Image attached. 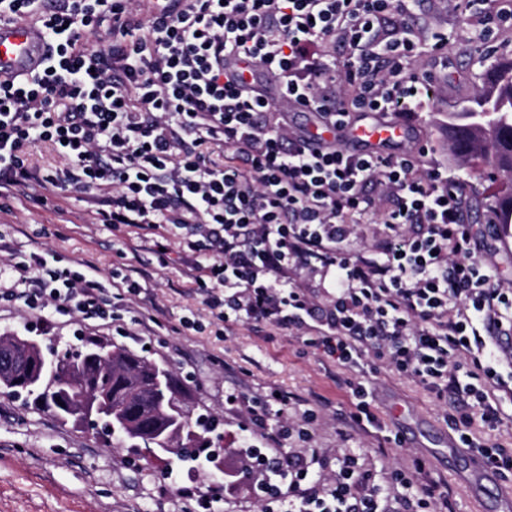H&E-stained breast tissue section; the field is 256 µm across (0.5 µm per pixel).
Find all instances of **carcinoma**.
I'll use <instances>...</instances> for the list:
<instances>
[{
    "label": "carcinoma",
    "mask_w": 512,
    "mask_h": 512,
    "mask_svg": "<svg viewBox=\"0 0 512 512\" xmlns=\"http://www.w3.org/2000/svg\"><path fill=\"white\" fill-rule=\"evenodd\" d=\"M448 136L461 157L482 156L511 188L494 197L500 224L512 223V61H500L486 72L483 92L462 112H453ZM112 413L131 416V424L112 439V444L132 442L143 436L162 448H177L192 438L190 394L179 386L164 365L138 352L112 346ZM0 389L26 396L47 409L54 406L52 383L38 387L11 384L10 372L0 375Z\"/></svg>",
    "instance_id": "carcinoma-1"
}]
</instances>
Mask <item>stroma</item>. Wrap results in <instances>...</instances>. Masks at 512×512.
Here are the masks:
<instances>
[{
	"mask_svg": "<svg viewBox=\"0 0 512 512\" xmlns=\"http://www.w3.org/2000/svg\"><path fill=\"white\" fill-rule=\"evenodd\" d=\"M474 11L470 0H413L412 21L424 40L412 68L434 72L441 93L408 124L413 146L430 148L429 164L463 182L472 234L487 248L498 279L512 286V227L495 223L490 206L495 189L479 179V161H462L448 142L449 113L471 100L487 65L512 59V26L480 41L471 24ZM450 31L455 39L432 50V33ZM45 195L44 204L0 212V235L14 253L37 251L77 270L89 265L107 284L113 272L141 270L147 296L111 326H85L60 315L49 321L42 312L0 301V335L14 332L62 346L112 342L167 365L188 386L193 416L219 419L211 437L220 449L213 462L202 465L143 448H116L94 432L61 424L33 401L0 392V512H196V503L180 496L178 487L193 485L203 492L220 484L226 491L216 512H263L255 478L243 471L237 451L253 446L272 456L279 448L247 431L244 412L229 408L224 398L233 392L252 400L274 390L300 400L291 416L295 424H306L309 438L293 440L296 450L317 448L331 458L350 451L380 476L396 468L413 473L415 460H425L432 477L447 485L453 512H476L477 502L444 462L449 442L457 438L445 418L446 404L368 358L360 370L345 374L304 336L263 326L217 331L191 286L184 255L173 251L159 263L139 240L97 224L89 205L67 191L52 188ZM188 315L201 331L182 327ZM348 376L371 392L379 427L354 424ZM307 409L317 414L308 424L302 418Z\"/></svg>",
	"mask_w": 512,
	"mask_h": 512,
	"instance_id": "35a3bbf8",
	"label": "stroma"
}]
</instances>
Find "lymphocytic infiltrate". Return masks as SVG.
Listing matches in <instances>:
<instances>
[{
  "mask_svg": "<svg viewBox=\"0 0 512 512\" xmlns=\"http://www.w3.org/2000/svg\"><path fill=\"white\" fill-rule=\"evenodd\" d=\"M404 0H0V18L42 26L50 46L29 72L0 79V210L31 185L95 204L97 223L159 252L192 253V280L213 318L301 335L338 367L364 357L450 402L461 441L490 469L512 453L474 438L512 403V289L476 255L457 181L401 155L312 148L282 110L345 126L376 112L407 118L435 100L434 75L411 69L420 37ZM108 49L88 47L98 29ZM271 74L278 99L235 61ZM48 143L64 163L29 162ZM387 228L367 255L344 249L357 225ZM143 287L107 294L89 271L39 253L0 267V300L111 324ZM260 467L268 512H424L435 483L395 470L375 483L354 455L332 476L323 454L288 451Z\"/></svg>",
  "mask_w": 512,
  "mask_h": 512,
  "instance_id": "obj_1",
  "label": "lymphocytic infiltrate"
}]
</instances>
